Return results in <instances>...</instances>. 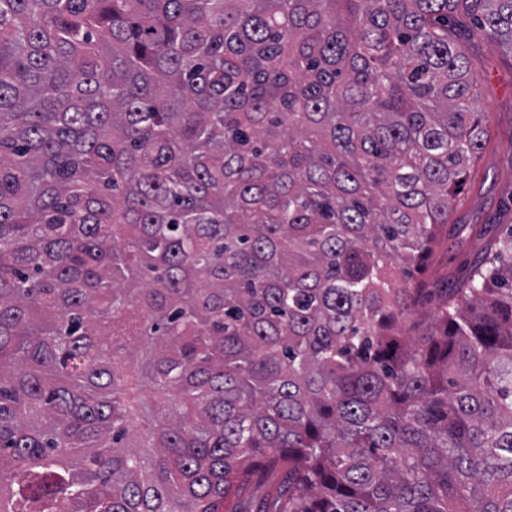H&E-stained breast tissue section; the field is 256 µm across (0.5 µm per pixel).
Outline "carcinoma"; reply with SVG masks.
<instances>
[{
	"mask_svg": "<svg viewBox=\"0 0 512 512\" xmlns=\"http://www.w3.org/2000/svg\"><path fill=\"white\" fill-rule=\"evenodd\" d=\"M476 29L512 0H0V512H512V232L409 282Z\"/></svg>",
	"mask_w": 512,
	"mask_h": 512,
	"instance_id": "carcinoma-1",
	"label": "carcinoma"
}]
</instances>
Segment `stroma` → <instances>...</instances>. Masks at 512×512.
<instances>
[{
	"label": "stroma",
	"instance_id": "obj_1",
	"mask_svg": "<svg viewBox=\"0 0 512 512\" xmlns=\"http://www.w3.org/2000/svg\"><path fill=\"white\" fill-rule=\"evenodd\" d=\"M472 65L485 78L480 106L491 131L490 145L473 173V185L456 200L451 223L486 224L491 232L512 230V54L482 37L471 41ZM477 250L467 234L435 249L421 276L443 279L463 269Z\"/></svg>",
	"mask_w": 512,
	"mask_h": 512
}]
</instances>
